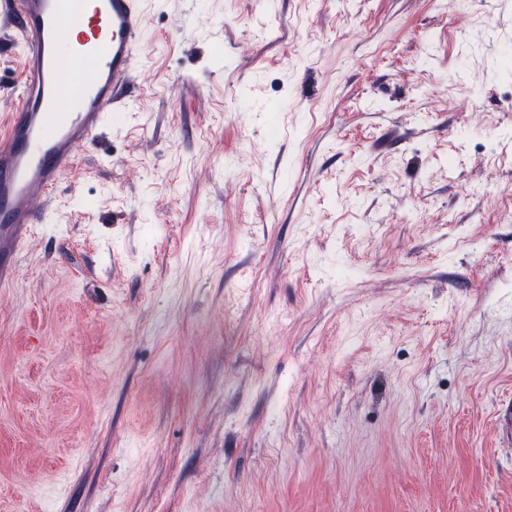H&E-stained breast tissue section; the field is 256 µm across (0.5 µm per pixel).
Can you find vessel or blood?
<instances>
[{"instance_id": "obj_1", "label": "vessel or blood", "mask_w": 512, "mask_h": 512, "mask_svg": "<svg viewBox=\"0 0 512 512\" xmlns=\"http://www.w3.org/2000/svg\"><path fill=\"white\" fill-rule=\"evenodd\" d=\"M26 54L17 107L0 126V288L65 171L125 111L144 45V0H0ZM69 51H62V44ZM92 74L67 77L73 61Z\"/></svg>"}]
</instances>
